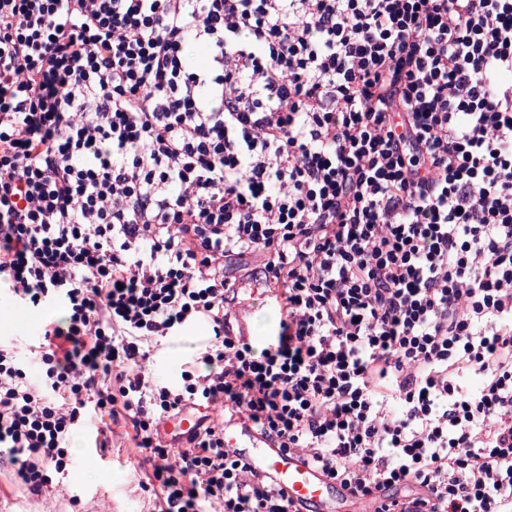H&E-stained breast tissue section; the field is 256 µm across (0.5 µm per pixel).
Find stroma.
I'll return each mask as SVG.
<instances>
[{"mask_svg":"<svg viewBox=\"0 0 512 512\" xmlns=\"http://www.w3.org/2000/svg\"><path fill=\"white\" fill-rule=\"evenodd\" d=\"M59 317L55 304L34 308L11 303L9 311L0 312V341L28 354L40 328ZM210 334L209 325L200 322L163 339L145 365L146 375L159 383H176ZM88 434L84 427L70 436L71 467L42 494H31L13 467L0 466V512H153L155 497L142 488V455L126 427L119 424L104 434L105 457L99 463L84 458Z\"/></svg>","mask_w":512,"mask_h":512,"instance_id":"35a3bbf8","label":"stroma"}]
</instances>
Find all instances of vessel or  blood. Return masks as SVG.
Wrapping results in <instances>:
<instances>
[{
	"label": "vessel or blood",
	"mask_w": 512,
	"mask_h": 512,
	"mask_svg": "<svg viewBox=\"0 0 512 512\" xmlns=\"http://www.w3.org/2000/svg\"><path fill=\"white\" fill-rule=\"evenodd\" d=\"M255 308L237 305L233 326L244 340L254 337ZM224 446L230 455L244 459L254 470L270 476L287 491L300 512H375L374 501L338 489L297 454L276 448L241 418L224 423Z\"/></svg>",
	"instance_id": "b4317fda"
}]
</instances>
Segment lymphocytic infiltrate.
<instances>
[{
    "instance_id": "obj_1",
    "label": "lymphocytic infiltrate",
    "mask_w": 512,
    "mask_h": 512,
    "mask_svg": "<svg viewBox=\"0 0 512 512\" xmlns=\"http://www.w3.org/2000/svg\"><path fill=\"white\" fill-rule=\"evenodd\" d=\"M249 255L260 348L227 330ZM0 285L65 311L31 360L0 344L32 493L125 419L160 512H294L223 424L162 443L205 403L377 512H512V0H0ZM210 334L209 325L199 322L192 328L163 339L151 352L145 364V374L155 382L176 383L180 380L181 372L188 369L192 355L208 341Z\"/></svg>"
}]
</instances>
